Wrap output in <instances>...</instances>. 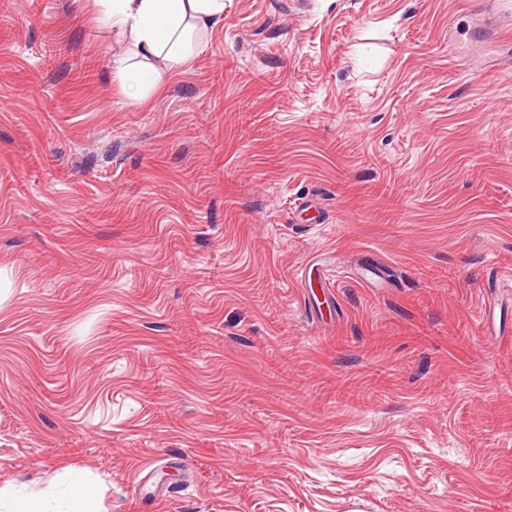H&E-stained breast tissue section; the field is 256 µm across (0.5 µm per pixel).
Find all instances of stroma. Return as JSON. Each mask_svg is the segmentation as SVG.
Instances as JSON below:
<instances>
[{
	"instance_id": "1",
	"label": "stroma",
	"mask_w": 512,
	"mask_h": 512,
	"mask_svg": "<svg viewBox=\"0 0 512 512\" xmlns=\"http://www.w3.org/2000/svg\"><path fill=\"white\" fill-rule=\"evenodd\" d=\"M118 50L0 0V498L512 512L502 0H224L140 102Z\"/></svg>"
}]
</instances>
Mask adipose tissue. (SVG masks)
I'll return each instance as SVG.
<instances>
[{"label":"adipose tissue","instance_id":"ef3b65f1","mask_svg":"<svg viewBox=\"0 0 512 512\" xmlns=\"http://www.w3.org/2000/svg\"><path fill=\"white\" fill-rule=\"evenodd\" d=\"M93 8L120 36L112 73L135 100L159 87L163 71L184 67L224 20V0H93ZM7 512H99V506L95 489L76 476L53 498H13Z\"/></svg>","mask_w":512,"mask_h":512}]
</instances>
